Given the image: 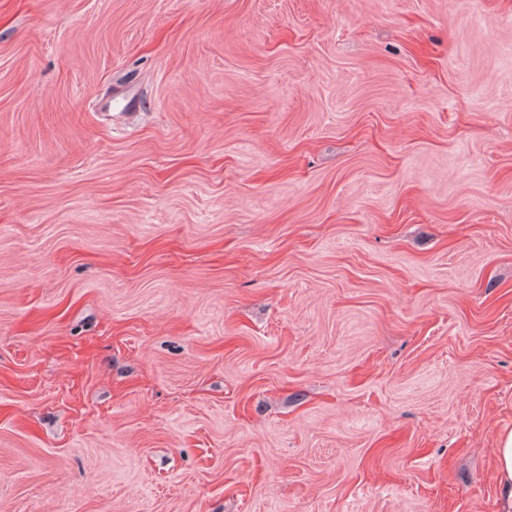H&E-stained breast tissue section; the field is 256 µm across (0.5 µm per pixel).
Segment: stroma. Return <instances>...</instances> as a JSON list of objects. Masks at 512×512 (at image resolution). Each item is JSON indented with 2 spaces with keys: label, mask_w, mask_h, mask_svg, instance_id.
Wrapping results in <instances>:
<instances>
[{
  "label": "stroma",
  "mask_w": 512,
  "mask_h": 512,
  "mask_svg": "<svg viewBox=\"0 0 512 512\" xmlns=\"http://www.w3.org/2000/svg\"><path fill=\"white\" fill-rule=\"evenodd\" d=\"M512 0H0V512H499Z\"/></svg>",
  "instance_id": "obj_1"
}]
</instances>
